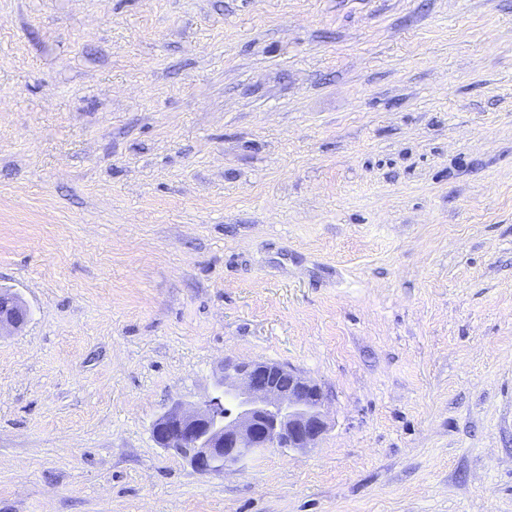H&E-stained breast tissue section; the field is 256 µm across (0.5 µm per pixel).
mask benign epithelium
Returning <instances> with one entry per match:
<instances>
[{
    "instance_id": "7a95c632",
    "label": "benign epithelium",
    "mask_w": 512,
    "mask_h": 512,
    "mask_svg": "<svg viewBox=\"0 0 512 512\" xmlns=\"http://www.w3.org/2000/svg\"><path fill=\"white\" fill-rule=\"evenodd\" d=\"M27 316L14 294L0 291V330ZM327 397L292 368L261 361L224 362L214 391L192 409L171 408L152 425L162 448L202 473L237 467L260 448L307 449L326 430ZM224 456V466L215 465Z\"/></svg>"
}]
</instances>
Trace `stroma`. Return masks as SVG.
I'll return each instance as SVG.
<instances>
[{"label": "stroma", "instance_id": "35a3bbf8", "mask_svg": "<svg viewBox=\"0 0 512 512\" xmlns=\"http://www.w3.org/2000/svg\"><path fill=\"white\" fill-rule=\"evenodd\" d=\"M0 512H512V0H0ZM328 398L201 474L225 359ZM27 316L25 305L14 294L0 291V331L4 327L17 328Z\"/></svg>", "mask_w": 512, "mask_h": 512}]
</instances>
